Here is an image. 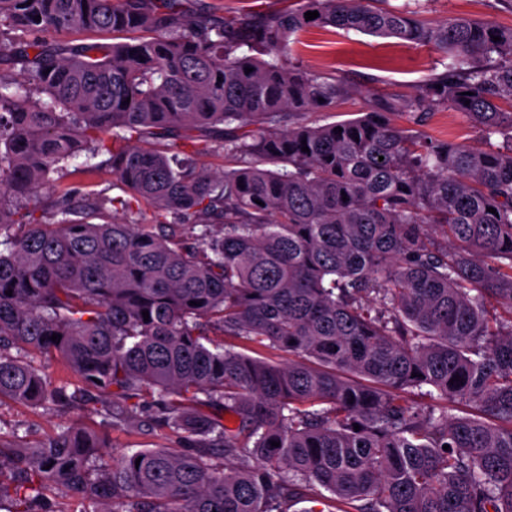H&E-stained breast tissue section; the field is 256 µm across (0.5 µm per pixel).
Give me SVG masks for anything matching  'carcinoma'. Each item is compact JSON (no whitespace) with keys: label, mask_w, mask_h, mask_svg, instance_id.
<instances>
[{"label":"carcinoma","mask_w":512,"mask_h":512,"mask_svg":"<svg viewBox=\"0 0 512 512\" xmlns=\"http://www.w3.org/2000/svg\"><path fill=\"white\" fill-rule=\"evenodd\" d=\"M424 13L420 0L230 19L185 0H0V63L25 75L0 79V399L104 393L112 429L180 444L114 459L71 426L0 443V512H55L49 491L69 512H288L321 488L337 512H512V28ZM311 27L449 62L407 99L373 95L356 118L312 125L346 88L288 61ZM448 108L481 145L391 123ZM199 155L235 167L205 173ZM37 357L66 364L74 392ZM448 400L475 414L448 416Z\"/></svg>","instance_id":"cac0c4a2"}]
</instances>
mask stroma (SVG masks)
I'll list each match as a JSON object with an SVG mask.
<instances>
[{
  "instance_id": "1",
  "label": "stroma",
  "mask_w": 512,
  "mask_h": 512,
  "mask_svg": "<svg viewBox=\"0 0 512 512\" xmlns=\"http://www.w3.org/2000/svg\"><path fill=\"white\" fill-rule=\"evenodd\" d=\"M191 8H201L217 17H238L256 12L279 11L282 0H191ZM427 16L433 21L450 17L487 19L512 27V0H429ZM293 64L332 73L351 90L332 112H316L310 119L327 124L357 117L368 95L389 94L401 98L431 74L448 64L446 54L428 46L413 45L394 38L359 32L310 28L291 38ZM425 135L454 143L475 144L479 135L467 117L453 110L432 113L422 127ZM102 418L87 408H33L13 401H0V439L37 443L67 425L102 431L109 451L119 456L140 448H166L171 441L162 431L103 429Z\"/></svg>"
}]
</instances>
